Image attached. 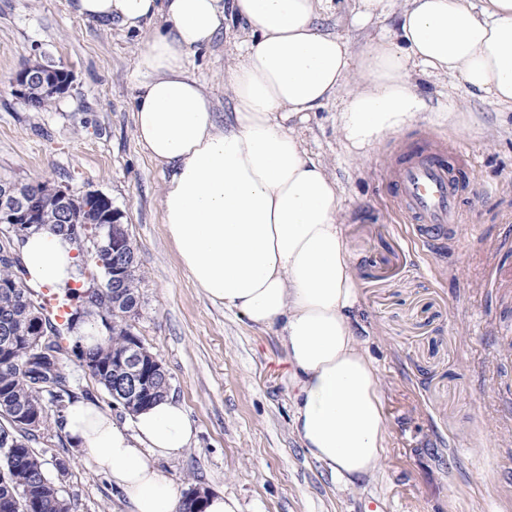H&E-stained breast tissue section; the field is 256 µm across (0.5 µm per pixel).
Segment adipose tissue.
Segmentation results:
<instances>
[{
    "instance_id": "adipose-tissue-1",
    "label": "adipose tissue",
    "mask_w": 512,
    "mask_h": 512,
    "mask_svg": "<svg viewBox=\"0 0 512 512\" xmlns=\"http://www.w3.org/2000/svg\"><path fill=\"white\" fill-rule=\"evenodd\" d=\"M324 3L73 0L71 9L105 29L148 31L130 74L135 136L170 172L162 222L180 265L210 300L278 327L292 428L334 479L353 483L387 454L384 401L360 337L338 183L288 121L341 98L338 127L359 153L426 110L424 77L456 74L470 91L512 106V0H406L395 34L357 55L320 26ZM228 5L249 29L224 71L232 110L221 119L189 64L219 34ZM23 261L30 286L76 280L72 248L52 231L28 234ZM64 430L129 512H179L182 493L160 464L196 437L180 402L164 397L128 424L75 402Z\"/></svg>"
}]
</instances>
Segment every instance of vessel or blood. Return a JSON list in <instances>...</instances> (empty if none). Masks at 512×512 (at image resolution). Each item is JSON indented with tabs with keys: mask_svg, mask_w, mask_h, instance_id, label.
I'll list each match as a JSON object with an SVG mask.
<instances>
[{
	"mask_svg": "<svg viewBox=\"0 0 512 512\" xmlns=\"http://www.w3.org/2000/svg\"><path fill=\"white\" fill-rule=\"evenodd\" d=\"M471 167L455 145L418 141L394 169L391 192L409 223L426 239L449 238L473 193Z\"/></svg>",
	"mask_w": 512,
	"mask_h": 512,
	"instance_id": "obj_1",
	"label": "vessel or blood"
}]
</instances>
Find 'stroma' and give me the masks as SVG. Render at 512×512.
<instances>
[{
    "mask_svg": "<svg viewBox=\"0 0 512 512\" xmlns=\"http://www.w3.org/2000/svg\"><path fill=\"white\" fill-rule=\"evenodd\" d=\"M403 0L360 27L352 0H328L324 27L353 52L393 33ZM243 27L235 20L191 56L190 72L218 113L231 109L224 71ZM144 40L120 27L76 16L69 0H0V180L49 182L73 195L103 193L122 214L139 258L140 305L134 333L170 375V394L197 428L182 456L162 462L181 489L235 497L242 512H512V417L497 400L498 360L512 322V297L493 288L484 262L494 244L512 245V109L468 91L456 76L420 81L430 111H458L439 125L419 119L350 152L338 128V103L294 120L308 153L335 177L339 222L361 291L363 338L378 369L389 427L388 452L371 480L345 486L311 459L291 429L288 363L279 333L194 288L161 222L165 170L137 144L129 74ZM66 68L68 90L43 109L14 91L24 65ZM427 136L463 147L475 193L458 236L430 242L407 224L386 178L405 146ZM63 362L75 397L113 405L84 369L71 339ZM65 403L49 405L30 446L70 512H127L125 501L93 474L62 429Z\"/></svg>",
    "mask_w": 512,
    "mask_h": 512,
    "instance_id": "stroma-1",
    "label": "stroma"
}]
</instances>
